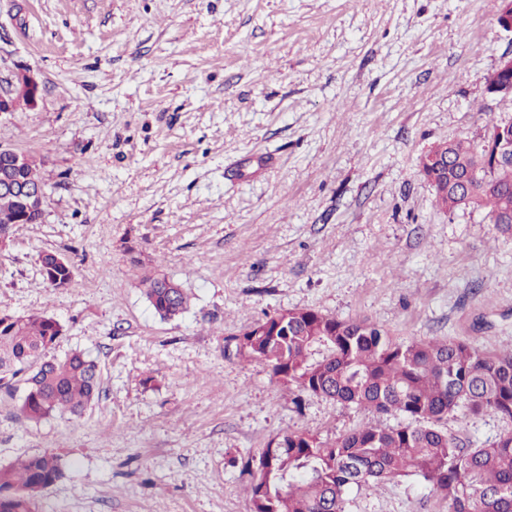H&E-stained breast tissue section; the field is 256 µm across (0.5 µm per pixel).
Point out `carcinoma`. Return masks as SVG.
<instances>
[{"label":"carcinoma","mask_w":512,"mask_h":512,"mask_svg":"<svg viewBox=\"0 0 512 512\" xmlns=\"http://www.w3.org/2000/svg\"><path fill=\"white\" fill-rule=\"evenodd\" d=\"M494 122L483 143L442 141L430 152L448 165L422 169L437 204L462 207L459 171L471 168L470 207L492 217L512 209V163L494 162ZM24 184L43 188L37 163L27 156ZM24 210L18 196L0 193V232ZM44 280L72 277V266L40 257ZM144 294L162 319L187 307L179 284L145 276ZM48 315L0 314V390L23 384L20 412L40 420L81 416L99 399L97 363L82 351L48 355L62 335ZM237 351L283 376L300 392L370 413H398L392 427L367 423L321 440L290 434L263 449L258 478L245 493L253 512H346L351 489L416 476L448 501V512H512V430L493 442L466 448L440 428L462 412L472 419L496 415L512 422V348L492 353L453 339L404 341L368 320H341L313 309H292L232 337ZM63 475L51 450L0 466V512H38L37 495Z\"/></svg>","instance_id":"1"}]
</instances>
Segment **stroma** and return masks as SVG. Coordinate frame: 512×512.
Returning <instances> with one entry per match:
<instances>
[{
  "label": "stroma",
  "mask_w": 512,
  "mask_h": 512,
  "mask_svg": "<svg viewBox=\"0 0 512 512\" xmlns=\"http://www.w3.org/2000/svg\"><path fill=\"white\" fill-rule=\"evenodd\" d=\"M496 0H0V93L19 69L36 109L0 113L33 155L44 217L0 242V313L64 327L54 353L100 369L80 418L23 416L0 391V466L51 450L39 512H250L270 442L335 438L371 414L300 393L227 345L314 309L409 341L512 347V234L436 203L419 159L479 144L512 109L486 77L512 56ZM267 156L265 166L256 159ZM73 277L49 287L39 256ZM189 295L161 319L139 281ZM512 425L457 414L461 444ZM348 512H448L415 477L349 493Z\"/></svg>",
  "instance_id": "obj_1"
}]
</instances>
